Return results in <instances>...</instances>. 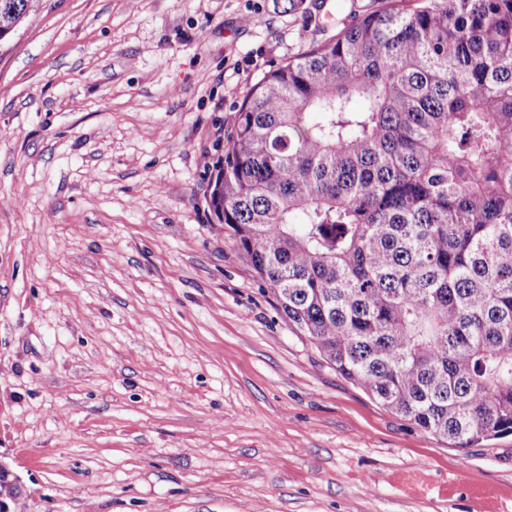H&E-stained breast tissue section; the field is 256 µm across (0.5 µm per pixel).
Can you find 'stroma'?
I'll return each mask as SVG.
<instances>
[{
    "label": "stroma",
    "mask_w": 512,
    "mask_h": 512,
    "mask_svg": "<svg viewBox=\"0 0 512 512\" xmlns=\"http://www.w3.org/2000/svg\"><path fill=\"white\" fill-rule=\"evenodd\" d=\"M371 0H42L0 43V461L27 512H512L289 328L207 208L248 88Z\"/></svg>",
    "instance_id": "stroma-1"
}]
</instances>
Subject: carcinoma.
Masks as SVG:
<instances>
[{"label":"carcinoma","instance_id":"1","mask_svg":"<svg viewBox=\"0 0 512 512\" xmlns=\"http://www.w3.org/2000/svg\"><path fill=\"white\" fill-rule=\"evenodd\" d=\"M510 153L512 0H377L249 87L206 203L340 376L465 450L512 434Z\"/></svg>","mask_w":512,"mask_h":512}]
</instances>
